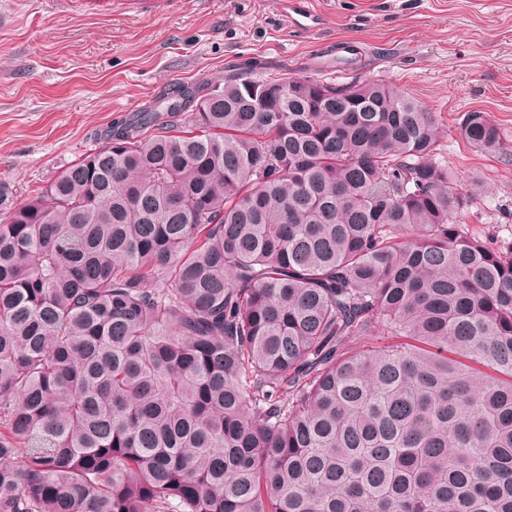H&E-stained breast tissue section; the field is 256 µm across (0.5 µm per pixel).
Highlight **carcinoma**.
<instances>
[{"label": "carcinoma", "instance_id": "carcinoma-1", "mask_svg": "<svg viewBox=\"0 0 512 512\" xmlns=\"http://www.w3.org/2000/svg\"><path fill=\"white\" fill-rule=\"evenodd\" d=\"M101 138L0 182V512H512V244L435 113L235 68Z\"/></svg>", "mask_w": 512, "mask_h": 512}]
</instances>
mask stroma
I'll use <instances>...</instances> for the list:
<instances>
[{
    "mask_svg": "<svg viewBox=\"0 0 512 512\" xmlns=\"http://www.w3.org/2000/svg\"><path fill=\"white\" fill-rule=\"evenodd\" d=\"M284 2L0 0V180L30 198L98 149L115 117L253 58L273 74L403 89L436 113L459 187L474 173L487 184L470 233L512 241V0H312L310 30ZM469 112L487 115L508 154L460 136Z\"/></svg>",
    "mask_w": 512,
    "mask_h": 512,
    "instance_id": "1",
    "label": "stroma"
}]
</instances>
